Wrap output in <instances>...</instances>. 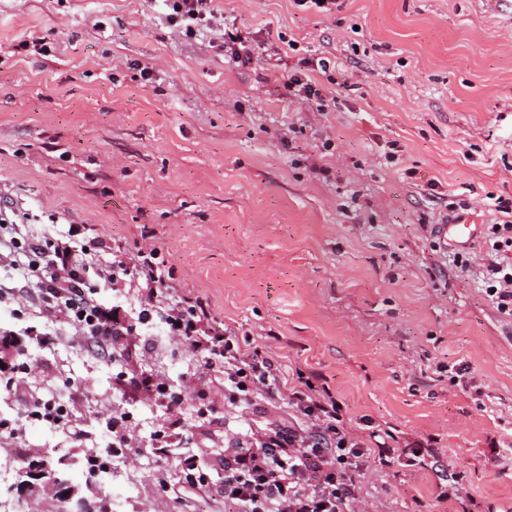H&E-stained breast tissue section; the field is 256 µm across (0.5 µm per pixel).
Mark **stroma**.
Segmentation results:
<instances>
[{
  "label": "stroma",
  "instance_id": "1",
  "mask_svg": "<svg viewBox=\"0 0 512 512\" xmlns=\"http://www.w3.org/2000/svg\"><path fill=\"white\" fill-rule=\"evenodd\" d=\"M216 4L221 20L189 40L161 0H0V196L36 236L55 218L129 258L159 247L172 293L270 341L286 374L321 376L353 432L386 431L398 456L368 460L357 512H454L434 502L452 475L467 512H512V466L494 454L512 447V316L480 274L512 201V0ZM228 26L249 33L250 67L225 55ZM35 37L48 55L24 50ZM304 57L335 61L314 75L330 107L288 90ZM467 214L477 239L444 242L439 226ZM28 355L42 393L80 388V434L29 425L0 448L58 451L83 485L87 447L124 407L142 458L99 483L112 512H224L165 493L178 461L146 459L165 415L116 390L112 363L66 335ZM188 360L155 330L124 366L175 380ZM439 362L466 368L469 387ZM227 428L219 411L193 435L216 476Z\"/></svg>",
  "mask_w": 512,
  "mask_h": 512
}]
</instances>
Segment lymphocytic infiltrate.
<instances>
[{
	"instance_id": "f902f5d3",
	"label": "lymphocytic infiltrate",
	"mask_w": 512,
	"mask_h": 512,
	"mask_svg": "<svg viewBox=\"0 0 512 512\" xmlns=\"http://www.w3.org/2000/svg\"><path fill=\"white\" fill-rule=\"evenodd\" d=\"M168 21L185 37L208 29L214 0H163ZM498 210L507 219L492 225L484 258L486 292L498 309L512 315V206ZM171 269L159 248L140 250L133 261L112 248L103 234L80 225L40 237L22 233L13 205H0V300L26 292L38 308V322L23 334L49 346L65 327L87 351L121 362V338L163 326L169 340L191 354L178 380L146 372H119L120 386L160 403L168 421L150 435L158 462L178 457L182 492L223 498L229 512H352L362 496L358 478L371 450L364 437L346 426L343 406L325 384L299 377L289 384L269 345H255L225 327L202 295L168 291ZM114 292L116 304L101 300ZM133 294L135 305L119 300ZM15 342L0 343V391L26 389L38 365L15 356ZM265 400L272 410L287 409L264 425L252 426L251 407ZM236 413L226 435L232 459L214 480L195 456L179 455L170 442L173 427L201 424L218 409Z\"/></svg>"
}]
</instances>
